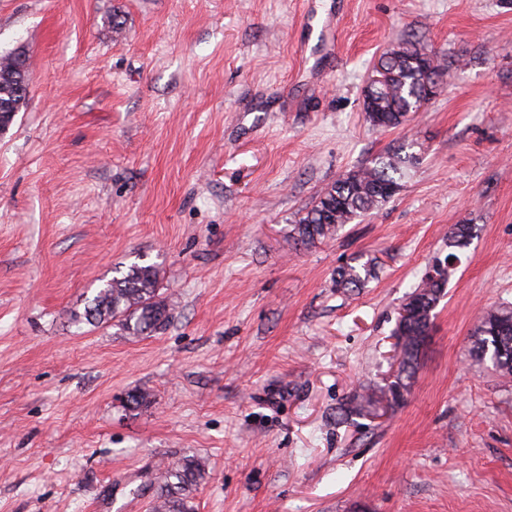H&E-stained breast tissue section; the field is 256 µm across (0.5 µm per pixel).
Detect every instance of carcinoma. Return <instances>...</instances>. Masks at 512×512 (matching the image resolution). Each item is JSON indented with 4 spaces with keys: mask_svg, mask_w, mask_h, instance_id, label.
Masks as SVG:
<instances>
[{
    "mask_svg": "<svg viewBox=\"0 0 512 512\" xmlns=\"http://www.w3.org/2000/svg\"><path fill=\"white\" fill-rule=\"evenodd\" d=\"M17 65V55H0V100L9 102V111L14 113L21 110L28 96L27 79L19 78ZM374 72L386 77V81L379 85L373 106L376 118L367 123L374 128H395L409 121L432 99L431 85L439 82L442 67L426 48L404 41L379 59ZM416 161L413 155H398L342 174L299 215L291 230L293 238L307 245L334 238L342 227L394 197L400 191L403 171ZM470 230L468 224L454 225L448 246H464ZM376 266V258L356 256L336 270L335 285L342 289L361 288L375 277ZM158 282L156 265L135 264L126 274L106 281L74 321L103 324L112 320L129 335H148L169 320V305L159 293ZM446 283L447 277L438 272L409 293L402 304L408 316L399 320L394 329V336L399 339V371L396 380L383 390L390 404L404 398ZM474 351L482 358L490 357L501 375H512L511 309H494L483 316L475 332ZM376 403L370 395L355 397L347 403L345 413L361 415ZM204 475L205 465L195 459L168 468L157 494L156 512H192L190 493Z\"/></svg>",
    "mask_w": 512,
    "mask_h": 512,
    "instance_id": "1",
    "label": "carcinoma"
}]
</instances>
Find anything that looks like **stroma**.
Wrapping results in <instances>:
<instances>
[{
	"label": "stroma",
	"mask_w": 512,
	"mask_h": 512,
	"mask_svg": "<svg viewBox=\"0 0 512 512\" xmlns=\"http://www.w3.org/2000/svg\"><path fill=\"white\" fill-rule=\"evenodd\" d=\"M406 40L444 89L372 128L366 84ZM11 52L30 94L0 132V512H152L193 457L194 512H512V377L472 347L512 308V0H0ZM401 148L394 198L290 237ZM361 253L375 278L336 290ZM135 263L160 268L165 326L72 321ZM442 263L404 401L337 419L395 379L401 304Z\"/></svg>",
	"instance_id": "1"
}]
</instances>
